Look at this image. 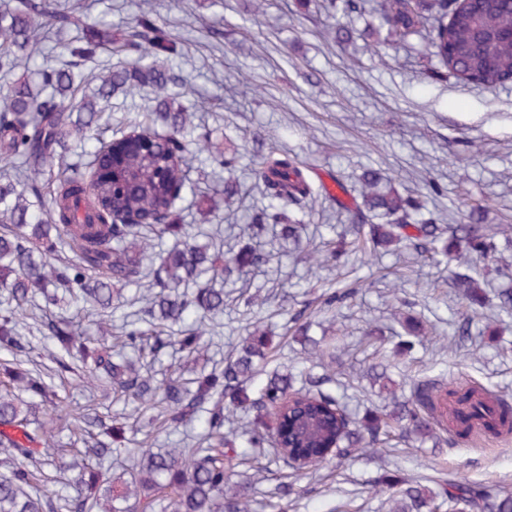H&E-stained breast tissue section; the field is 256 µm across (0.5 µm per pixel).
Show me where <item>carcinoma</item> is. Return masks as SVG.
Segmentation results:
<instances>
[{
    "instance_id": "carcinoma-1",
    "label": "carcinoma",
    "mask_w": 512,
    "mask_h": 512,
    "mask_svg": "<svg viewBox=\"0 0 512 512\" xmlns=\"http://www.w3.org/2000/svg\"><path fill=\"white\" fill-rule=\"evenodd\" d=\"M327 9L344 18L360 13L367 0H325ZM378 29L386 36H406L428 26V56L442 72L476 89L512 80V0H375ZM84 0H0V352L10 358L0 362V512H248L249 490L231 486L239 468L292 461L285 439L313 454L336 437V448L320 456L321 464L333 456L349 457L373 447L397 431L429 434L448 430V413L469 410L484 418L479 389L425 382L411 397L395 400L392 409H377L357 428L350 420L340 423L339 402L321 389L322 382L307 373L302 386L278 370L249 389L255 374L254 358L274 349L265 335L243 339L241 350L222 367L201 373L190 389L176 381L158 382L142 373L158 360L162 350L174 347L194 358L205 346V336L215 335V318L224 313V289L204 279L226 273H248L270 262L271 253L255 247L229 252L224 265L208 263L199 246L188 242V226L177 223L176 200L185 186L184 169L191 162L190 146L209 152L211 165L231 169L234 155L212 152L213 132L194 125L191 103L160 111L172 89L183 81L171 74L177 51L170 46L157 11L150 7L135 15L127 28L114 33L112 26L87 16ZM68 32L60 46L58 63L30 68L49 34ZM106 53L116 59L104 75L82 73L78 68ZM91 94L78 96L92 82ZM141 85L153 87L159 108L146 107L138 125L158 122L168 133L132 138L114 133L104 140L92 131L102 120L112 92H131ZM94 139L106 148L91 151L94 176L85 178L81 162H68L72 147H86ZM256 179L276 204L248 215V225L281 224L291 206L303 207L321 196L348 215L350 224L336 245L320 252L317 266L337 267L361 237L373 248L403 243L416 256L428 259L443 249H455L463 262L474 254L495 249V233L472 216L446 224L428 209L421 195L403 196L379 188L380 177L365 170L359 191L334 178L336 192L324 183L314 184L307 168L296 158L270 146L257 162ZM187 239L160 257L156 269L145 265L147 255L129 250L136 240L161 241L167 236ZM67 250L72 257L59 267L49 266L51 255ZM151 278L148 293L138 298L133 318L112 331V310L124 306L123 287ZM462 298L476 302L480 282L469 272L452 275ZM184 285L180 292L170 288ZM357 293L354 288L322 297L321 309L331 311ZM86 301L100 309L97 329L111 336L117 354L129 350L135 358L112 361V352L99 349L75 329L74 322L52 308ZM180 326L179 335L162 337L165 322ZM60 345L73 359L92 361L86 388L106 386L112 401L132 405L135 421L145 420L174 433L197 420L200 432L184 448H155L145 443L131 448L126 423L85 411L72 415V433L83 447L80 473L64 483V490L48 488L47 469L58 467L49 452L51 425L42 418L43 406L63 408L47 379L51 374L38 361L36 340ZM307 355L335 359L334 340L310 341ZM278 407L272 431L262 411ZM253 415L244 439L224 430L238 413ZM119 459L130 480L106 475ZM386 501L398 512L408 507L438 512L457 505L468 512H512V495L477 483H444L424 492L406 480L386 486ZM301 490L293 481L280 482L270 492L265 507L289 512Z\"/></svg>"
}]
</instances>
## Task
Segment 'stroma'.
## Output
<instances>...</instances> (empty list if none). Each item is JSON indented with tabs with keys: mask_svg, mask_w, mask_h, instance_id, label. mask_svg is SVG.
<instances>
[{
	"mask_svg": "<svg viewBox=\"0 0 512 512\" xmlns=\"http://www.w3.org/2000/svg\"><path fill=\"white\" fill-rule=\"evenodd\" d=\"M148 2L178 42L190 96L207 102L199 120L213 128L218 147L239 156L234 170L215 168L206 179L200 168L188 172V188L176 202L182 221L218 227L225 246L254 241L273 255L269 265L224 281V342L211 348L213 360L231 355L246 325L283 335L291 316L323 290L340 280L358 281L359 294L334 312L314 315L309 330L312 337L336 339L333 380L325 389L352 421L384 404L365 376L373 362L363 346L365 334L376 328L382 334L375 344L394 356L391 377L398 394L410 396L415 384L440 379L479 386L512 404V310L498 309V295L512 292V280L492 274L497 266L512 265V82L476 90L453 77L433 76L424 33L382 40L370 12L354 16L352 37L336 43L335 20L320 0H265L258 17L255 0ZM267 135L322 177L338 174L353 182L371 168L380 173L382 187L403 194L418 193L425 179H434L445 192L433 206L458 219L475 206L482 223L498 227L495 252L472 262L492 274L489 287L478 292L484 307L473 322L472 341L458 349L440 346L469 310L451 284L458 267L454 255L431 262L399 245L375 261L358 254L341 269L311 266L303 255L336 241L345 227L344 217L331 215L325 203L308 215L292 209L300 222L297 234L271 224L244 233L245 215L270 204L253 188L257 139ZM230 179L246 195L225 196ZM410 318L421 335L407 333ZM302 346V337H289L274 357L258 362V370L322 374L320 365L305 360ZM82 376L79 368H53L55 389L71 407L90 404L102 415L126 412L111 396L88 398ZM300 475L304 492L294 512H382L386 478L412 479L429 489L466 479L512 493V434L477 436L453 448L434 447L417 435L396 438L379 452L334 457Z\"/></svg>",
	"mask_w": 512,
	"mask_h": 512,
	"instance_id": "obj_1",
	"label": "stroma"
}]
</instances>
